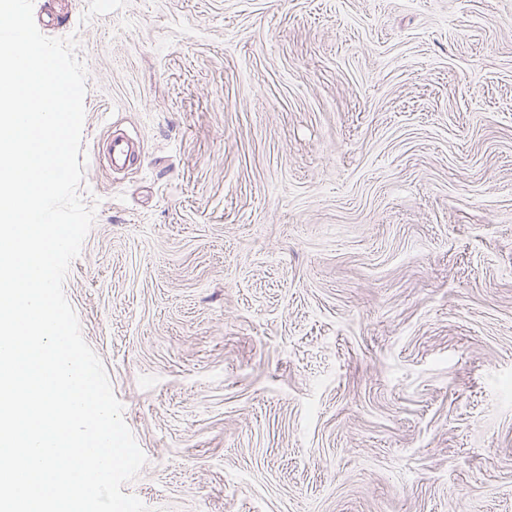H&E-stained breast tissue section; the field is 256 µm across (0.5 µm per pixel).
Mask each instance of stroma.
<instances>
[{
	"label": "stroma",
	"instance_id": "stroma-1",
	"mask_svg": "<svg viewBox=\"0 0 512 512\" xmlns=\"http://www.w3.org/2000/svg\"><path fill=\"white\" fill-rule=\"evenodd\" d=\"M87 69L64 294L150 512H512V0H34ZM139 157L96 155L108 128Z\"/></svg>",
	"mask_w": 512,
	"mask_h": 512
}]
</instances>
